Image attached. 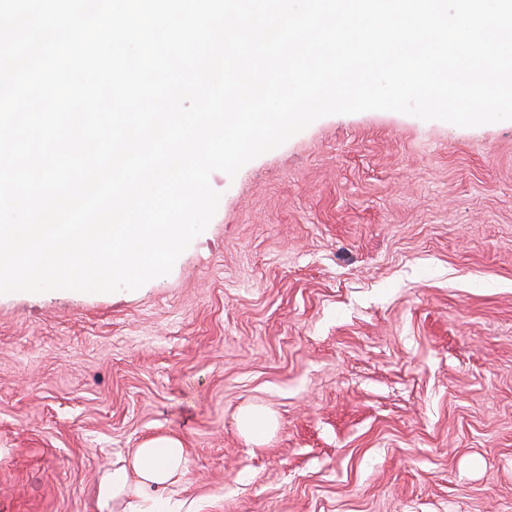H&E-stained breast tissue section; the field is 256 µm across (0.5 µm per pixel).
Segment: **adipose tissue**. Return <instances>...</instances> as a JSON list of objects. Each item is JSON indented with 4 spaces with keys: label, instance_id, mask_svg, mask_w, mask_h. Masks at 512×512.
I'll return each instance as SVG.
<instances>
[{
    "label": "adipose tissue",
    "instance_id": "obj_1",
    "mask_svg": "<svg viewBox=\"0 0 512 512\" xmlns=\"http://www.w3.org/2000/svg\"><path fill=\"white\" fill-rule=\"evenodd\" d=\"M187 466V451L175 438H158L136 449L124 465L105 469L95 495L98 512H113L123 500H147L157 512H174L163 492L181 479Z\"/></svg>",
    "mask_w": 512,
    "mask_h": 512
}]
</instances>
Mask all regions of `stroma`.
<instances>
[{
  "instance_id": "stroma-1",
  "label": "stroma",
  "mask_w": 512,
  "mask_h": 512,
  "mask_svg": "<svg viewBox=\"0 0 512 512\" xmlns=\"http://www.w3.org/2000/svg\"><path fill=\"white\" fill-rule=\"evenodd\" d=\"M210 184L168 275L0 294V512L162 436L177 512H512V120L327 115ZM240 427L246 435L260 437L270 427V420L263 410L253 409L243 414Z\"/></svg>"
}]
</instances>
